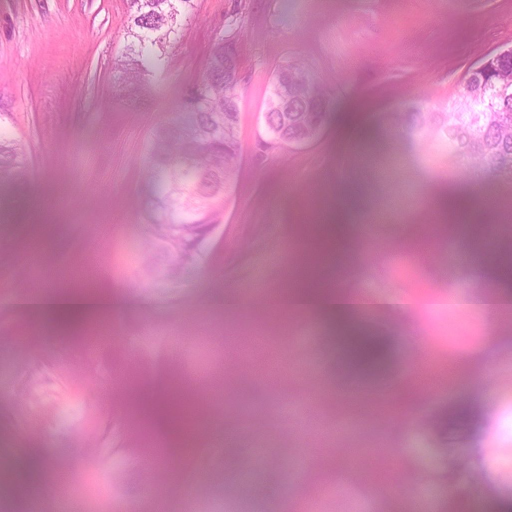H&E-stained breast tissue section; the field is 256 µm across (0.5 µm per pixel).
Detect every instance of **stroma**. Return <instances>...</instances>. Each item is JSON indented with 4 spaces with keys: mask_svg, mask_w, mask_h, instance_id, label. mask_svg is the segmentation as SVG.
I'll list each match as a JSON object with an SVG mask.
<instances>
[{
    "mask_svg": "<svg viewBox=\"0 0 512 512\" xmlns=\"http://www.w3.org/2000/svg\"><path fill=\"white\" fill-rule=\"evenodd\" d=\"M234 0H195L164 70L128 93L127 0H0V127L23 145L30 191L0 211V512H495L512 503V329L507 316L453 305L375 311L365 328L385 338L384 367L336 393L342 372L332 331L311 315L266 306L300 268L301 223L319 221L339 187L358 184L351 233L323 269L327 285L377 296H472L495 291L484 231L506 207L500 188L462 178L445 131L426 140L384 123L411 106L446 121L467 71L512 48V0H246L238 36L243 82L240 153L222 224L189 273L153 238L141 200L152 132L182 111ZM300 59L329 79L335 110L311 142L263 153L262 118L274 71ZM391 150L379 178L347 150L352 131ZM466 199L472 228L438 226L431 200ZM429 229L432 255L406 242ZM94 266L96 287L122 297L82 337L59 332L17 298L64 288ZM233 293L249 310L217 302ZM455 380L427 405H409L412 365ZM142 383V408L190 398L192 449L167 451L119 399L97 400L113 376ZM471 406L473 416L457 410ZM157 449L181 478L146 494L140 449ZM331 448L394 452L412 495L373 484L363 470L330 467ZM39 475L26 479L29 456ZM257 456L248 478L227 455ZM466 480L473 492L452 496Z\"/></svg>",
    "mask_w": 512,
    "mask_h": 512,
    "instance_id": "stroma-1",
    "label": "stroma"
}]
</instances>
